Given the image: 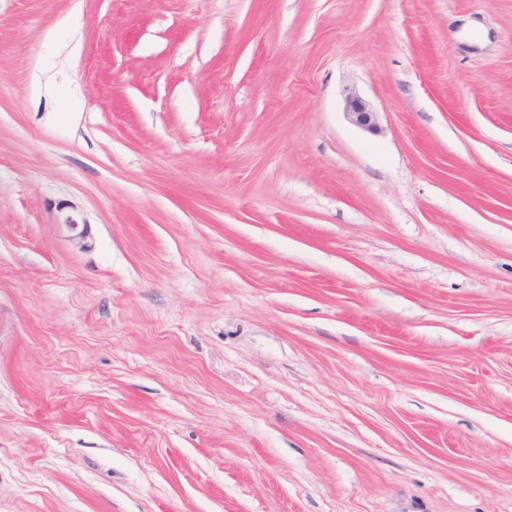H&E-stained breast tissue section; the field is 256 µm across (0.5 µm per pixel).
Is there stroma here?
Masks as SVG:
<instances>
[{
  "instance_id": "35a3bbf8",
  "label": "stroma",
  "mask_w": 512,
  "mask_h": 512,
  "mask_svg": "<svg viewBox=\"0 0 512 512\" xmlns=\"http://www.w3.org/2000/svg\"><path fill=\"white\" fill-rule=\"evenodd\" d=\"M0 512H512V0H0ZM374 107L356 93H349L345 101L347 119L362 129L375 131L378 128V116Z\"/></svg>"
}]
</instances>
